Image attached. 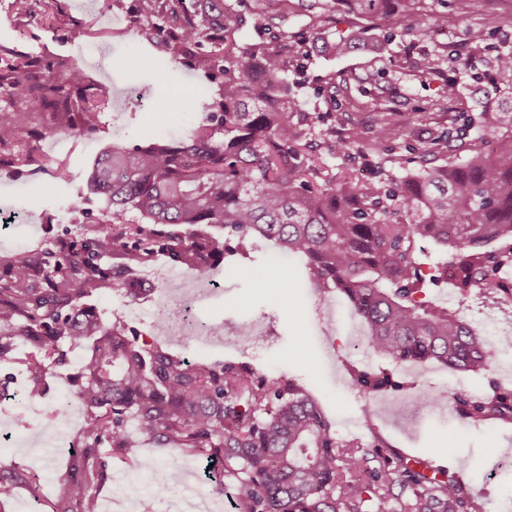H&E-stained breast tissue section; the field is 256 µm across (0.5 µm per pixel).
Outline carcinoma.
Returning a JSON list of instances; mask_svg holds the SVG:
<instances>
[{
	"label": "carcinoma",
	"instance_id": "cac0c4a2",
	"mask_svg": "<svg viewBox=\"0 0 512 512\" xmlns=\"http://www.w3.org/2000/svg\"><path fill=\"white\" fill-rule=\"evenodd\" d=\"M140 2L143 20L167 44L171 61L193 66L219 90L207 101L174 107L202 113L186 140L114 146L97 159L87 177L106 202L97 224L7 258L12 276L0 283V362L15 360L18 341L34 343L37 352L22 359L31 393H42L55 377L62 344L94 341L73 395L88 411L81 448L55 512H99L94 488L106 478L100 448L122 445L130 423L162 445L207 453L220 465L211 491L232 490L240 512H485L449 470L411 459L380 438L365 445L338 437L294 381L235 361L192 364L141 346L125 325L104 319L85 299L112 293L126 268L159 251L175 265L204 272L264 239L305 259L317 288L340 290L366 325L369 347L393 363L484 370L495 349L457 312L426 297L415 248L430 238L449 250L439 274L461 291L512 296V282L499 276L512 267V104L468 118L490 152L462 143L464 160L440 161L429 147L412 178L338 180L300 130L319 115L290 94L288 62L263 44L238 42V12L224 0ZM424 2L311 0L309 7L323 24L339 13L351 17L377 55L384 47L370 36L371 27L419 14ZM441 57L456 61L444 47L424 54L420 67L429 73ZM493 66L503 94L512 98V50L497 52ZM4 80L14 97L32 109H55L62 127L78 133L98 127L108 101L92 92L72 102L70 89L86 81L75 65L36 82L29 60L20 58ZM402 133L389 112L369 133L350 129L336 154L345 157L367 140L379 148ZM212 226L224 229V242L205 232ZM114 257L124 262L114 265ZM351 377L368 395L393 385L382 372L355 369ZM431 398L437 407L452 401L473 421H512L511 390ZM182 478V470L170 466L156 493L169 494ZM30 481L25 470L1 466L0 500Z\"/></svg>",
	"mask_w": 512,
	"mask_h": 512
}]
</instances>
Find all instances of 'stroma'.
I'll use <instances>...</instances> for the list:
<instances>
[{
    "label": "stroma",
    "instance_id": "stroma-1",
    "mask_svg": "<svg viewBox=\"0 0 512 512\" xmlns=\"http://www.w3.org/2000/svg\"><path fill=\"white\" fill-rule=\"evenodd\" d=\"M243 14L245 26L238 37L244 42H264L269 48H287L289 36L302 37L306 52L288 66V82L306 110H319L320 123L303 127L319 156L337 178H352L367 184L387 176L405 177L418 170L416 158L433 139L446 135L476 140L474 130L462 123H449L459 112H483L495 108L500 97L489 74L474 78L472 70L456 74L461 95L458 100L443 99L442 90L450 73L441 67L435 74H423L406 58L408 37L401 26L382 21L377 34L390 36L389 50L382 57L369 54L366 41L356 25L337 16L333 24L315 21L305 7L275 16L256 15L254 0H224ZM430 10L446 13V27L434 29L429 39L417 47V54L434 52L453 44L465 53L471 30L489 33L490 51L512 47V0H480L478 7L465 12L457 0H426ZM138 0H99L89 7L87 0H30V11L18 14L14 0H0V71L7 63L24 57L35 66V77L46 67L73 63L84 66L91 87L105 89L109 100L94 132L71 135L60 130L49 112L28 111L14 100L7 83L0 82V119L17 124L18 133L0 141V211L16 214V221L0 222V278L8 269L5 258L18 248H40L73 228L74 224H95L105 201L91 193L87 173L96 158L115 145L146 144L152 136L185 138L190 125L186 117L174 113L178 100L215 96L217 85L208 83L200 72L180 65L170 67L168 50L147 26L131 27ZM99 9L106 22L95 21L91 11ZM351 35L353 47L343 57L329 55L324 42L339 35ZM108 45V58L89 66L96 47ZM168 69L166 78H157L155 66ZM136 90L143 106L127 111L123 99ZM439 101L433 119L423 120L421 107ZM397 113L404 133L381 150L352 151L350 156L333 153L338 139L355 125L368 126L383 111ZM63 162L69 179H53L56 162ZM278 272L288 280L287 294L276 298L274 289L260 285L263 276ZM193 278V271L173 266L164 254L132 267L129 283L154 284L152 292L130 301L125 287L108 295H92L104 319L123 322L136 332L139 342L158 345L180 353L197 363L233 360L262 371L283 376L301 384L321 405L333 431L343 438L370 440L379 435L392 448L412 458H420L447 468L483 503L485 512H504L512 504V421H462L454 406L441 409L419 408L412 416L401 415L410 399L445 391L463 390L476 395L499 387L512 390V348L497 350L494 362L479 372H458L435 362L407 363L401 366L374 353L367 346L365 325L336 290L320 291L310 280L301 259L280 262L271 242L259 241L248 255L232 263H219L206 272L209 280L221 282L223 289L197 307L199 318L219 331L210 343L197 340L177 343L158 329L156 302L166 288L167 276ZM428 299L457 309L472 327L487 339H495L500 329L512 326V316L500 314L505 303L499 295L479 289L460 294L446 282H425ZM260 325V342L245 345L236 338L242 327ZM91 355L90 344L68 350L60 378L51 383L44 396H31L20 366L0 364V380L8 382L10 398L0 399V433H11L10 441H0V462L15 465L32 475L30 484L9 501H0V512H53V504L67 476L72 452L79 446L86 416L80 406L69 410V424L56 444L32 447L43 433L57 427L58 418L39 416V409L72 398L77 378ZM372 367L392 373L400 390L374 395L361 394L352 385V367ZM34 413L27 424H19L18 414L26 408ZM375 415L374 428H366V412ZM37 447V446H36ZM152 458L153 471L166 479L171 464H195V478L208 487V463L204 454H188L170 445L129 430L123 448L104 446L100 461L107 479L99 488L101 512H122L115 494L120 481L144 477L139 463Z\"/></svg>",
    "mask_w": 512,
    "mask_h": 512
}]
</instances>
